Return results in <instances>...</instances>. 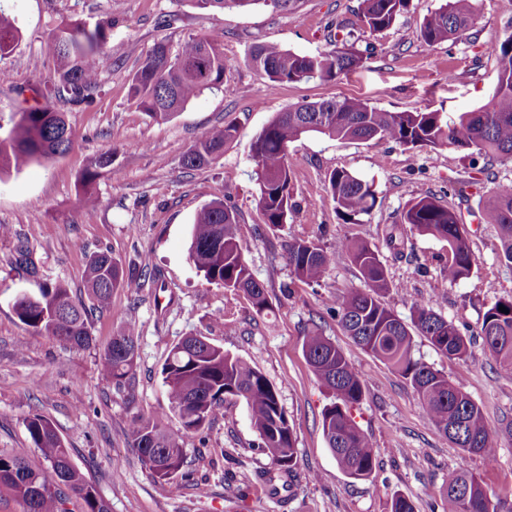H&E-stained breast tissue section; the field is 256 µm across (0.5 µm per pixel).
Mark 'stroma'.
Returning a JSON list of instances; mask_svg holds the SVG:
<instances>
[{
  "label": "stroma",
  "mask_w": 512,
  "mask_h": 512,
  "mask_svg": "<svg viewBox=\"0 0 512 512\" xmlns=\"http://www.w3.org/2000/svg\"><path fill=\"white\" fill-rule=\"evenodd\" d=\"M442 2L411 0L396 25L375 36L358 21L359 0H302L294 13L263 4L205 12L189 0H0V14L19 30L0 57V129L6 131L54 73L50 37L56 28L111 13L119 19L108 36L100 99L90 107L56 104L73 129L72 149L0 175V225L10 230L0 237V453L40 464L25 422L36 413L46 416L110 512H389L397 494L408 497L416 512H446L443 488L451 473L462 470L481 478L501 512H512V439L498 438L491 465L449 441L424 414L410 384L355 344L328 312L330 296L363 285L349 258L337 256L319 286L292 280L284 258L285 244L295 238L327 246L345 237L365 240L386 266L390 289L384 300L400 318L410 320L414 300L430 299L437 313L471 336L488 307L512 298V264L501 257L497 225L484 223L479 208L499 182L512 180V164L489 168L451 146L409 150L391 141L305 135L288 147L297 207L274 231L257 207L249 154L252 137L275 113L302 102L355 97L385 111L438 110L452 117L488 104L498 65L487 47L512 32V0H478L470 34L429 48L420 26ZM163 14L176 15L173 28L159 27ZM207 34L222 45L224 79L234 94L207 90L169 120H152L131 98L129 74L158 39L176 45ZM342 38L355 42L365 61L333 81H301L273 91L247 64L250 48L261 42L314 54ZM228 122L238 125L239 134L223 155L203 169L183 170L187 148ZM107 150L113 170L97 179L88 218L78 179L90 158ZM336 169L375 190L372 212L357 223L338 216L327 191ZM427 195L453 209L467 230L476 258L468 278L448 282L441 270L447 242L400 221L411 199ZM214 200L236 209L242 251L269 294L271 311L256 314L243 293L208 283L190 262L191 225ZM21 242L34 272L15 261ZM100 251L128 268L151 261L163 287L115 289L111 311L91 319L92 346L80 353L19 321L13 304L23 294L36 297L60 283L74 299L86 300V264ZM129 322L137 326L138 357L134 386L125 392L101 373L98 352ZM312 327L344 352L362 378L364 396L351 414L378 453L367 479L348 477L324 438L321 413L333 396L303 353V331ZM191 335L246 359L277 387L296 436L297 478L287 496L268 495L261 475L273 464L253 448L247 407L234 397L202 438L187 441L178 494L154 479L131 448L133 417L166 406L162 366L171 346ZM413 344L415 357L460 382L490 426L512 419V372L480 343L472 344L464 361L437 353L424 337L414 336Z\"/></svg>",
  "instance_id": "stroma-1"
}]
</instances>
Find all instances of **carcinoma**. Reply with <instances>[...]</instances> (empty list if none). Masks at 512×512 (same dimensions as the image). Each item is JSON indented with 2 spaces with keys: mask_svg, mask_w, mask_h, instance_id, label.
Segmentation results:
<instances>
[{
  "mask_svg": "<svg viewBox=\"0 0 512 512\" xmlns=\"http://www.w3.org/2000/svg\"><path fill=\"white\" fill-rule=\"evenodd\" d=\"M200 10L243 8L259 3L291 11L299 0H189ZM477 0H444L423 21L420 39L428 47L462 37L475 23ZM409 0H361L359 19L372 33L390 29L407 9ZM115 19L93 24L77 21L52 35L51 50L57 61L56 77L49 95L73 105L92 106L102 86L108 32ZM18 29L0 14V55L18 38ZM498 63V87L484 107L449 119L438 111L386 112L359 98L304 102L277 112L250 144L257 185V205L263 221L272 229L287 223L295 202L290 186L288 145L303 134L315 132L339 140L369 142L389 140L408 149L454 146L488 162H512V34L489 49ZM364 58L355 44L335 41L317 54H299L276 43L253 46L248 65L266 78L272 90L285 83L319 79L332 81L361 66ZM226 63L217 40L207 35L190 36L172 50L165 38L152 46L130 79V94L138 107L157 121L168 119L206 90L233 92L224 82ZM234 125L211 129L183 153L180 164L187 170L208 165L224 152L236 136ZM74 132L65 113L51 104L36 103L19 112L8 136L0 139V174L19 171L34 160H48L66 153ZM112 171V151L94 157L79 182L87 214H92L90 192L102 171ZM327 189L336 211L346 221L367 214L375 205L372 185L345 170L329 174ZM488 224L499 227L502 255L512 264V181L497 185L493 195L480 205ZM401 223L422 235L448 243V259L442 270L448 282L467 278L475 265L464 225L453 211L433 197L411 200ZM292 277L306 284L322 282L335 263L336 254L346 255L358 268L364 287L352 289L332 300L329 312L338 317L343 330L363 350L379 358L407 380L421 407L437 429L464 451L489 461L496 452L495 438L512 439V420L497 429L488 426L480 407L459 384L414 356L409 327L383 301L389 289L387 270L377 250L368 243L344 238L329 248L314 241L295 239L285 245ZM189 259L211 284L243 293L256 313L271 310L265 287L247 263L238 242L235 209L222 201L203 206L191 228ZM154 282L159 270L145 263L141 276L125 273L119 260L108 252L91 256L85 273V290L92 305L107 311L112 290L140 288V277ZM505 307L507 312L499 311ZM22 324L53 336L75 351L90 347L93 338L88 311L74 301L69 288L56 284L41 296H23L14 303ZM412 323L433 349L449 358L469 357L471 339L454 322L434 310L433 303L412 306ZM483 349L503 368L512 371V299L498 300L483 314L478 332ZM137 330L123 327L101 349L99 367L116 387L130 385L137 359ZM303 351L318 381L334 397L322 411V429L338 467L349 477L362 480L376 465V451L367 434L355 423L350 409L363 397L361 376L342 350L316 329L304 332ZM167 409L137 417L129 429L131 447L152 477L164 462L176 459L175 470L185 463L184 444L201 434L224 408V399L245 401L256 440L253 446L267 455L280 477L296 475V438L278 391L251 363L185 336L170 350L162 367ZM176 415L181 431L167 429L168 414ZM25 427L29 439L46 463L32 466L24 458L0 454V491L11 494L33 512H109L95 487L73 465L69 449L45 417L35 414ZM448 512H498L480 478L470 472L451 475L445 488Z\"/></svg>",
  "mask_w": 512,
  "mask_h": 512,
  "instance_id": "obj_1",
  "label": "carcinoma"
}]
</instances>
